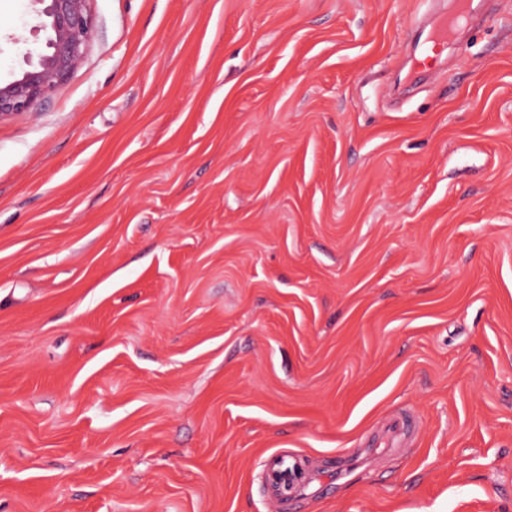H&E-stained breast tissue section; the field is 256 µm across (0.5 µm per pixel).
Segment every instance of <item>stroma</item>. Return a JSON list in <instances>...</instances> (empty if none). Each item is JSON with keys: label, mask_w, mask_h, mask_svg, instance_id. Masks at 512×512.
Here are the masks:
<instances>
[{"label": "stroma", "mask_w": 512, "mask_h": 512, "mask_svg": "<svg viewBox=\"0 0 512 512\" xmlns=\"http://www.w3.org/2000/svg\"><path fill=\"white\" fill-rule=\"evenodd\" d=\"M431 6L92 0L0 122V512H512V0L392 104ZM92 0H34L45 17L39 30L47 32L36 61L28 53V69L14 80L0 82V121L33 107L41 98L60 92L81 65L94 38L90 12ZM413 426L414 418L411 412H400L386 423L383 438L387 439L390 448H394L401 443Z\"/></svg>", "instance_id": "obj_1"}]
</instances>
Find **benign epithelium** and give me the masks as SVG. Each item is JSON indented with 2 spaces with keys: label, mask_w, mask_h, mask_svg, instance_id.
<instances>
[{
  "label": "benign epithelium",
  "mask_w": 512,
  "mask_h": 512,
  "mask_svg": "<svg viewBox=\"0 0 512 512\" xmlns=\"http://www.w3.org/2000/svg\"><path fill=\"white\" fill-rule=\"evenodd\" d=\"M91 0H34L45 17L44 47L28 55L27 69L14 80L0 83V121L33 107L41 98L60 92L81 65L94 38Z\"/></svg>",
  "instance_id": "1"
}]
</instances>
